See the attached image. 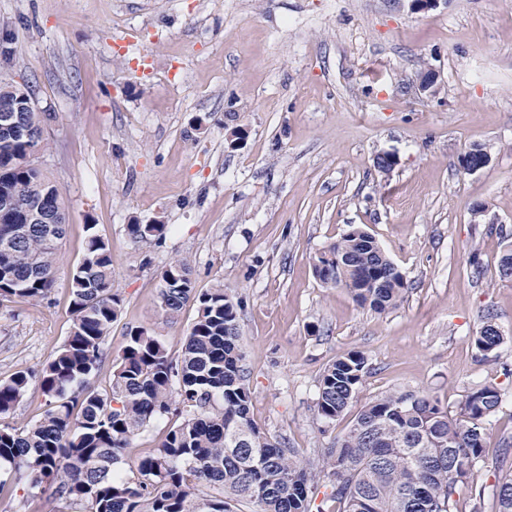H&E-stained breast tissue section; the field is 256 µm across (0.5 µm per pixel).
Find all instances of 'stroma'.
<instances>
[{"label":"stroma","instance_id":"1","mask_svg":"<svg viewBox=\"0 0 512 512\" xmlns=\"http://www.w3.org/2000/svg\"><path fill=\"white\" fill-rule=\"evenodd\" d=\"M17 67L44 124L37 165L67 198V233L48 298L0 301V380L50 361L72 327L69 272L86 224L109 241L121 315L94 377L108 386L127 328L151 327L171 356L195 316L156 309L161 273L187 258L201 289L238 305L250 416L307 460L390 392L456 409L473 389L502 399L458 512H496L512 473V0H0ZM435 94L420 92L424 69ZM488 165L464 173L461 154ZM393 154L389 172L375 166ZM481 204L485 212L473 217ZM162 220V241L127 224ZM352 225L371 233L406 281L377 312L314 273ZM494 312L504 340L474 338ZM358 352L367 372L333 423L319 379ZM51 491L13 482L0 512H55ZM502 342L503 336L497 329L495 315L489 311L483 316L482 324L474 338L475 347L482 356H487L496 350Z\"/></svg>","mask_w":512,"mask_h":512}]
</instances>
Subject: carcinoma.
Here are the masks:
<instances>
[{
  "label": "carcinoma",
  "mask_w": 512,
  "mask_h": 512,
  "mask_svg": "<svg viewBox=\"0 0 512 512\" xmlns=\"http://www.w3.org/2000/svg\"><path fill=\"white\" fill-rule=\"evenodd\" d=\"M23 106L16 125L0 130V299L32 302L53 287L57 251L66 231L67 200L35 165L45 150V113L34 86L0 81V104ZM50 224L28 223L36 206ZM82 258L70 271L72 328L56 355L38 373L18 371L0 381V416L13 411L32 379L48 409L20 428L0 426V494L7 476L25 475L31 487L47 486L63 512H311L317 478L337 512H456L462 486L473 479L485 439L484 424L500 407V393L480 387L455 411L429 394L386 393L363 406L346 434L323 449L318 462L303 460L283 439L268 435L251 417L241 366L237 306L218 283L201 291L190 262L174 258L162 271L158 313L168 322L191 304L195 317L181 354L173 358L146 327L127 330V343L112 360V381L93 377L106 360L103 342L120 313L113 292L112 249L84 225ZM160 221L126 225L131 240H161ZM347 269L336 273V256ZM316 277L328 288L347 289L375 311L395 306L406 283L366 229L353 226L321 252ZM503 342L487 312L474 338L486 356ZM365 357L349 353L319 380L317 412L326 423L347 409L365 375ZM174 423L130 473L121 465L136 437L152 421ZM498 512H512V474L498 480Z\"/></svg>",
  "instance_id": "1"
}]
</instances>
